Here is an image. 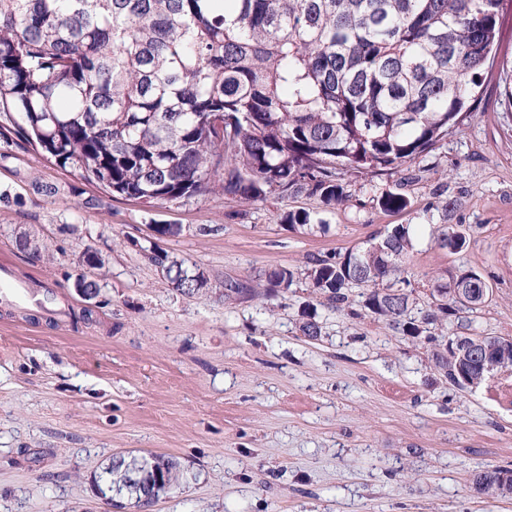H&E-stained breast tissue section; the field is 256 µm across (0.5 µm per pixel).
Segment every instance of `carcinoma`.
Returning <instances> with one entry per match:
<instances>
[{
	"instance_id": "1",
	"label": "carcinoma",
	"mask_w": 512,
	"mask_h": 512,
	"mask_svg": "<svg viewBox=\"0 0 512 512\" xmlns=\"http://www.w3.org/2000/svg\"><path fill=\"white\" fill-rule=\"evenodd\" d=\"M512 0H0V112L15 113V134L63 168L114 196L157 204L220 191L262 200L267 193L319 197L329 209L347 201L341 172L384 175L412 162L455 131L500 41ZM407 208L400 193L379 198ZM439 247L458 253L469 238L446 225ZM409 228L392 227L342 256L316 257L298 272H265L268 296L302 278L334 311L362 307L404 336L423 337L441 375L459 389L477 376L478 358L500 351L512 368V340L481 336L461 316L455 289L480 296L476 271L446 282L425 308L403 263ZM150 260L174 288L193 294L197 269ZM302 335L320 336L316 311H303ZM456 321L446 338L435 333ZM470 358L457 365L452 347ZM140 456L112 458L98 479L132 476ZM164 480L179 483L178 462L149 455ZM476 488L512 497V471L479 473Z\"/></svg>"
}]
</instances>
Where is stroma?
<instances>
[{"instance_id":"obj_1","label":"stroma","mask_w":512,"mask_h":512,"mask_svg":"<svg viewBox=\"0 0 512 512\" xmlns=\"http://www.w3.org/2000/svg\"><path fill=\"white\" fill-rule=\"evenodd\" d=\"M480 92L456 134L393 174L350 180L349 202L331 210L276 192L148 206L0 136V260L55 296L46 311L0 303V512H111L94 477L128 453L172 456L185 473L151 512H512L474 485L484 469H512V374L459 390L424 345L369 313L316 305L304 280L250 293L265 270H300L403 224L417 298L473 269L493 289L474 328L512 339V117L496 77ZM388 191L408 207L384 211ZM296 210L318 224L290 228ZM442 224L471 230L467 247L440 248ZM167 225L175 234L159 237ZM22 233L40 256L17 250ZM154 240L206 286L173 288L144 252ZM87 251L102 266L83 321ZM230 281L241 293L225 295ZM311 303L313 341L299 330Z\"/></svg>"}]
</instances>
